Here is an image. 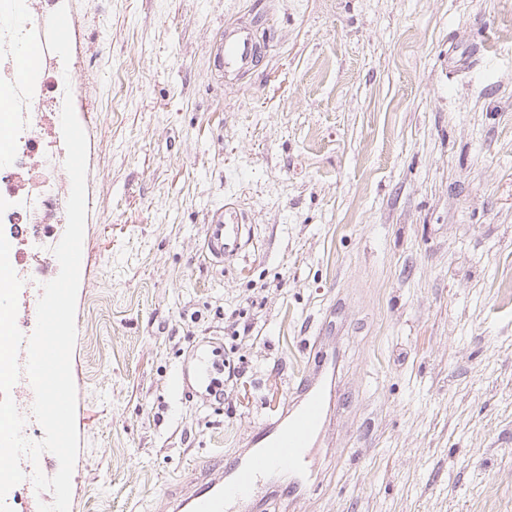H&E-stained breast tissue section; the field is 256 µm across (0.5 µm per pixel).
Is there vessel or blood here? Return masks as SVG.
I'll use <instances>...</instances> for the list:
<instances>
[{
    "mask_svg": "<svg viewBox=\"0 0 512 512\" xmlns=\"http://www.w3.org/2000/svg\"><path fill=\"white\" fill-rule=\"evenodd\" d=\"M258 48L249 32L230 34L224 39L222 62L230 70L248 71L257 64ZM245 217L235 204L227 202L211 210L205 232V253L209 260L222 263L239 256L245 247ZM195 361L193 373H181L179 385L191 392L194 383L203 382L207 374V352L203 345L191 349ZM333 400L331 386L325 377L306 386L301 398L285 417L265 424L253 439L251 455L225 467L223 461H200L193 477L168 490L170 512H225L228 499H243L251 494L257 482L270 474L285 471L293 474L290 495L300 500L306 490L295 474L307 459L325 429L328 409Z\"/></svg>",
    "mask_w": 512,
    "mask_h": 512,
    "instance_id": "obj_1",
    "label": "vessel or blood"
}]
</instances>
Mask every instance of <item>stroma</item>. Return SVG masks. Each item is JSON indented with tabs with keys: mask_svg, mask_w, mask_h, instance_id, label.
<instances>
[{
	"mask_svg": "<svg viewBox=\"0 0 512 512\" xmlns=\"http://www.w3.org/2000/svg\"><path fill=\"white\" fill-rule=\"evenodd\" d=\"M87 137L70 512H168L337 352L264 512H512V0H66ZM256 68L221 70L225 25ZM234 201L240 257L203 252ZM243 371L182 393L192 344Z\"/></svg>",
	"mask_w": 512,
	"mask_h": 512,
	"instance_id": "stroma-1",
	"label": "stroma"
}]
</instances>
